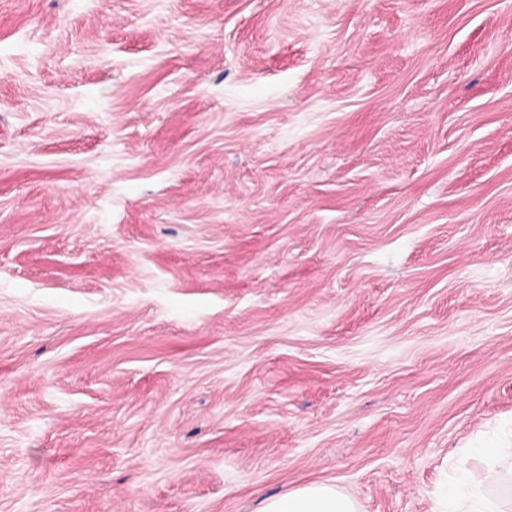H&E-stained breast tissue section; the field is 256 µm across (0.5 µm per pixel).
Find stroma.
<instances>
[{
	"label": "stroma",
	"mask_w": 512,
	"mask_h": 512,
	"mask_svg": "<svg viewBox=\"0 0 512 512\" xmlns=\"http://www.w3.org/2000/svg\"><path fill=\"white\" fill-rule=\"evenodd\" d=\"M509 443L512 0H0V512Z\"/></svg>",
	"instance_id": "obj_1"
}]
</instances>
